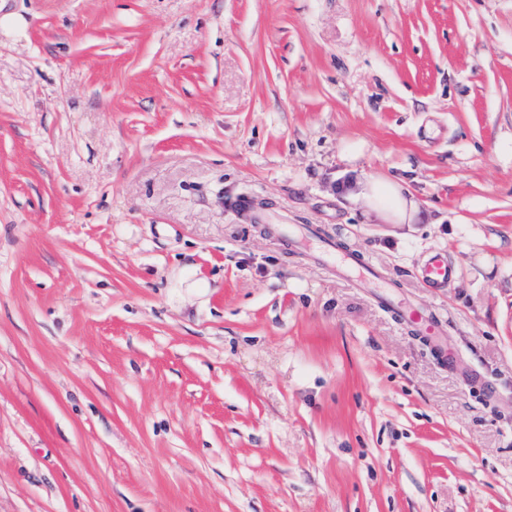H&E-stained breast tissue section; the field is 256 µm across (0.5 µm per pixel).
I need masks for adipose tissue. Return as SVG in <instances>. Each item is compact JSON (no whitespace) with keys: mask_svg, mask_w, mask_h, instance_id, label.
Here are the masks:
<instances>
[{"mask_svg":"<svg viewBox=\"0 0 512 512\" xmlns=\"http://www.w3.org/2000/svg\"><path fill=\"white\" fill-rule=\"evenodd\" d=\"M367 151L368 145L362 140L345 141L340 148L342 160L355 175L348 191L351 202L361 209L367 221L374 224L420 222L418 202L403 178L368 174L360 169L359 163Z\"/></svg>","mask_w":512,"mask_h":512,"instance_id":"1","label":"adipose tissue"}]
</instances>
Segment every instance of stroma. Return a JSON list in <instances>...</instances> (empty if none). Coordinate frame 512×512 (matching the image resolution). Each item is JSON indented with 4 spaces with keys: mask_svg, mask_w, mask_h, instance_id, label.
<instances>
[{
    "mask_svg": "<svg viewBox=\"0 0 512 512\" xmlns=\"http://www.w3.org/2000/svg\"><path fill=\"white\" fill-rule=\"evenodd\" d=\"M4 17L0 512H512V0ZM349 139L422 223L344 199ZM325 252L328 260L334 264L336 272L355 274L358 280L369 285L370 288H375L377 296L382 302L395 304V301L382 290V288H388V286L385 279L376 271L361 266L353 255H337L330 247H325ZM416 276L427 288H448L456 278V267L445 252L431 249L418 266ZM401 310L406 313L409 319L415 324L417 328L428 336L432 347L435 350L440 349V339L436 336L440 335V330L437 322V317L431 313H425L422 310L416 308H406L400 304Z\"/></svg>",
    "mask_w": 512,
    "mask_h": 512,
    "instance_id": "1",
    "label": "stroma"
}]
</instances>
